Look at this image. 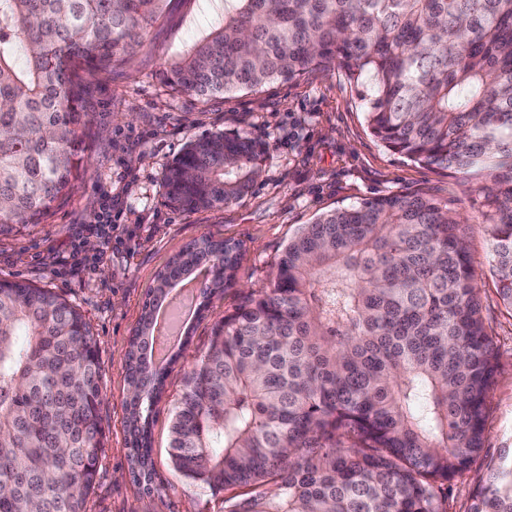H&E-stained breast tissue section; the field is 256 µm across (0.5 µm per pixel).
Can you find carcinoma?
I'll return each instance as SVG.
<instances>
[{"label": "carcinoma", "instance_id": "obj_1", "mask_svg": "<svg viewBox=\"0 0 512 512\" xmlns=\"http://www.w3.org/2000/svg\"><path fill=\"white\" fill-rule=\"evenodd\" d=\"M166 0H0V235L39 224L82 179L81 74L143 44ZM340 69L371 133L482 187L491 274L512 307V0H224L218 28L162 70L208 99ZM266 145L212 132L163 175L201 211L246 195ZM242 244L202 236L147 292L126 353L129 475L148 486L168 368L147 356L154 306L210 269L197 318L236 286ZM497 354L461 220L393 193L319 215L265 286L218 319L187 373L169 455L230 491L225 512H445L484 447ZM97 342L50 288L0 282V512H84L103 432ZM470 512H512V456Z\"/></svg>", "mask_w": 512, "mask_h": 512}]
</instances>
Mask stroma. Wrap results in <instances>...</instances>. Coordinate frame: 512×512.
Returning <instances> with one entry per match:
<instances>
[{
  "instance_id": "35a3bbf8",
  "label": "stroma",
  "mask_w": 512,
  "mask_h": 512,
  "mask_svg": "<svg viewBox=\"0 0 512 512\" xmlns=\"http://www.w3.org/2000/svg\"><path fill=\"white\" fill-rule=\"evenodd\" d=\"M223 13L224 0H168L127 63L88 76L82 105L92 117V133L81 188L57 202L42 223L0 236V280H25L61 294L79 306L97 341L104 437L86 512H224L223 492L185 479L168 454L171 417L186 374L207 352L215 320L231 312L242 293L267 283L301 225L395 192L433 198L462 217L497 351L484 447L451 482L445 503L446 512H468L502 457L512 455V309L503 305L490 273L480 182L412 163L383 147L368 129L356 87L338 70L204 101L174 93L160 82L159 70L206 37ZM215 131L244 132L265 143L260 177L247 195L221 208L186 212L168 206L166 165L191 141ZM106 197L112 200L111 249L97 254L89 273L60 271L55 257L78 225L98 222ZM203 235L242 243L238 285L194 323L183 358L166 377L165 394L153 409L154 472L147 491L128 474L126 352L156 275Z\"/></svg>"
}]
</instances>
